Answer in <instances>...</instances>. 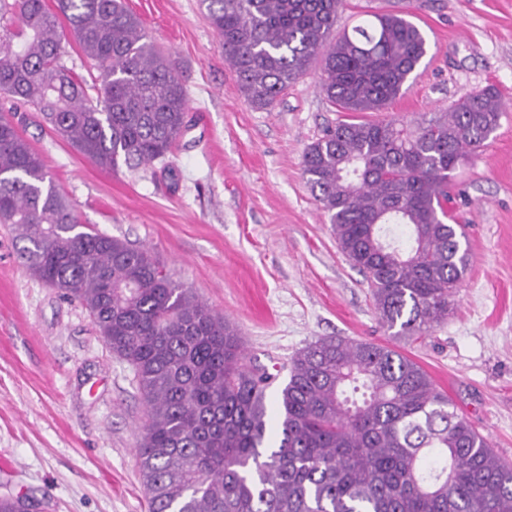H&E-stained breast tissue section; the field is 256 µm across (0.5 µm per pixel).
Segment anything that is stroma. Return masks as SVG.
I'll return each instance as SVG.
<instances>
[{"instance_id":"1","label":"stroma","mask_w":512,"mask_h":512,"mask_svg":"<svg viewBox=\"0 0 512 512\" xmlns=\"http://www.w3.org/2000/svg\"><path fill=\"white\" fill-rule=\"evenodd\" d=\"M178 64L188 127L168 163L106 171L41 126L14 118L80 223L149 247L174 278L239 329L253 364L288 380L289 360L341 336L420 364L493 448L512 461V0H346L336 30L405 10L428 50L372 120L450 111L495 86L504 107L486 146L457 171L468 269L447 320L415 342L392 337L365 275L336 246L302 154L342 120L319 68L270 109L242 96L199 0H125ZM0 224V498L27 512H148L137 442L147 420L132 368L109 351L79 302L22 264Z\"/></svg>"}]
</instances>
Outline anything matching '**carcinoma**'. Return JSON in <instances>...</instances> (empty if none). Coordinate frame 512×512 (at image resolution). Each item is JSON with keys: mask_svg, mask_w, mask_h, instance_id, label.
<instances>
[{"mask_svg": "<svg viewBox=\"0 0 512 512\" xmlns=\"http://www.w3.org/2000/svg\"><path fill=\"white\" fill-rule=\"evenodd\" d=\"M240 92L275 106L319 63V89L345 119L302 165L339 250L366 274L383 326L416 341L448 318L468 266L448 209L454 171L486 145L503 108L487 86L450 112L369 121L427 54L404 13L333 35L342 0H199ZM93 70L64 58L60 19ZM94 95H89V91ZM0 94L33 108L84 158L116 172L179 142L188 91L175 60L123 0H0ZM0 224L25 266L79 301L147 407L136 448L150 512H512V464L429 374L395 349L322 338L291 359L270 434L267 390L237 328L194 297L148 248L91 227L18 125L0 114ZM405 239L390 237V225Z\"/></svg>", "mask_w": 512, "mask_h": 512, "instance_id": "1", "label": "carcinoma"}]
</instances>
